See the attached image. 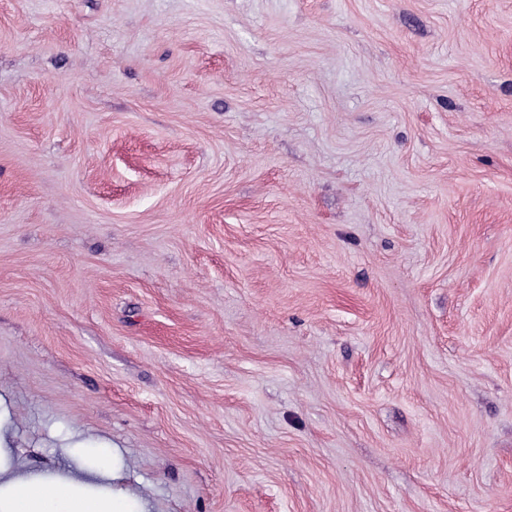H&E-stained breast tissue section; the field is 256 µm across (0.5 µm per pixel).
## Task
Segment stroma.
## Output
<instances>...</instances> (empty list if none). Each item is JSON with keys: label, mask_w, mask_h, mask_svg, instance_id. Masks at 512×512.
I'll list each match as a JSON object with an SVG mask.
<instances>
[{"label": "stroma", "mask_w": 512, "mask_h": 512, "mask_svg": "<svg viewBox=\"0 0 512 512\" xmlns=\"http://www.w3.org/2000/svg\"><path fill=\"white\" fill-rule=\"evenodd\" d=\"M0 391L155 512H512V0H0Z\"/></svg>", "instance_id": "obj_1"}]
</instances>
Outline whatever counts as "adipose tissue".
Wrapping results in <instances>:
<instances>
[{"label":"adipose tissue","instance_id":"ef3b65f1","mask_svg":"<svg viewBox=\"0 0 512 512\" xmlns=\"http://www.w3.org/2000/svg\"><path fill=\"white\" fill-rule=\"evenodd\" d=\"M91 441L71 445L76 470L57 473L19 469L11 421L0 398V512H152L149 500L122 482L120 454L99 456Z\"/></svg>","mask_w":512,"mask_h":512}]
</instances>
